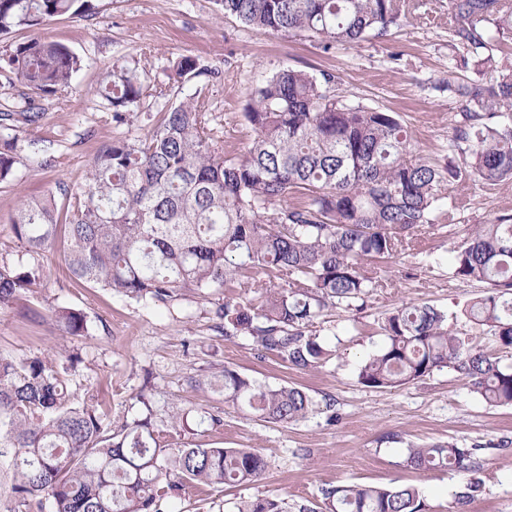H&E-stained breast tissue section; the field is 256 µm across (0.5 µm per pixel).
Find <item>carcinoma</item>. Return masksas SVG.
<instances>
[{"label": "carcinoma", "instance_id": "obj_1", "mask_svg": "<svg viewBox=\"0 0 512 512\" xmlns=\"http://www.w3.org/2000/svg\"><path fill=\"white\" fill-rule=\"evenodd\" d=\"M241 23L319 42L328 51L382 35L416 10L415 0H215ZM97 0H0V35L39 28L69 14L90 16ZM512 32V0H449L448 38L484 63L496 35ZM85 61L64 44L31 39L0 52V69L32 90L65 97ZM202 73L186 56L152 84L167 99ZM135 57L119 59L104 78L112 120L123 122L144 95ZM334 76L305 70L274 74L244 113L254 138L241 157L224 155L216 117L190 96L139 136L116 139L92 159L84 190L66 211L55 196L19 201L13 233L31 252L50 249L68 228V270L94 287L143 302L166 303L187 292L234 282L258 303L226 298L216 310L224 334L244 333L261 353L300 370L327 363L332 350L316 324L336 310L360 311L389 286L372 265L411 255L435 227L455 224L467 203L462 187L512 183V67L502 61L486 81H450L463 112L444 162L413 152L393 112L353 105L333 89ZM41 112H0V127L36 125ZM17 138L0 143V182L16 177ZM451 275L485 284L461 316L512 350V215L479 224L453 247ZM37 265L0 264V307L39 278ZM275 273L278 288L259 275ZM59 318L72 336L87 332L70 308ZM384 345L364 361L358 381L396 388L448 369L491 406H512V366H504L429 304L403 303L387 313ZM224 402L261 420L291 423L315 401L294 386L260 387L224 368ZM478 446L429 443L409 449L417 470L481 469ZM12 473L9 502L51 512H165L189 487L257 481L264 459L253 450L177 441L144 419L112 431L92 402L77 403L51 359L0 355V471ZM326 512H424L413 486L341 484L325 488ZM238 512H288L276 498L243 501Z\"/></svg>", "mask_w": 512, "mask_h": 512}]
</instances>
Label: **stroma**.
<instances>
[{"mask_svg":"<svg viewBox=\"0 0 512 512\" xmlns=\"http://www.w3.org/2000/svg\"><path fill=\"white\" fill-rule=\"evenodd\" d=\"M419 2L415 14L387 36L328 51L245 26L218 14L213 0H97L93 16L65 15L0 38V50L35 37L59 42L86 62L63 101L0 73L1 103L31 105L44 115L38 126L0 131L5 138L16 135L26 147L16 179L0 183V263L32 261L11 230L20 197L48 189L65 201L84 189L88 164L105 145L129 133L144 134L147 114L160 112L150 97L123 125L102 111L103 78L123 54H145L150 78L159 81L183 56L211 68L212 76L186 81L169 101L198 92L206 96L230 156H242L253 137L243 116L252 91L294 68L317 76L332 73L348 102L397 113L416 152L438 158L463 110L449 93L448 80H476L480 74L476 61H464L463 48L448 43V0ZM466 193L469 206L454 226L431 230L418 255L384 266L390 285L374 293L365 310H336L317 324L334 356L315 370L300 371L259 353L250 337H225L215 311L230 288L217 285L202 296L154 305L72 279L62 235L39 257L43 277L0 308V354L47 356L69 368V392L79 401L93 399L112 428L148 415L158 427L175 428L184 442L250 449L265 459L259 481L172 499L168 512H236L239 502L257 497L318 508L322 489L336 484L411 485L427 512H512V407L488 405L445 369L398 388H368L357 378L362 362L385 342L384 313L413 302L458 315L464 303L483 295L484 284L451 277L450 251L472 225L512 215V184L492 188L472 181ZM63 307L85 315L86 335L66 332L57 315ZM228 368L258 386L303 388L319 408L288 424L253 417L225 404L218 387ZM141 393L146 403L138 402ZM327 400L336 414L332 422L320 408ZM206 413L216 416V423L202 422ZM448 441L479 445V473L408 465L411 446ZM476 478L480 490L458 504V493Z\"/></svg>","mask_w":512,"mask_h":512,"instance_id":"35a3bbf8","label":"stroma"}]
</instances>
